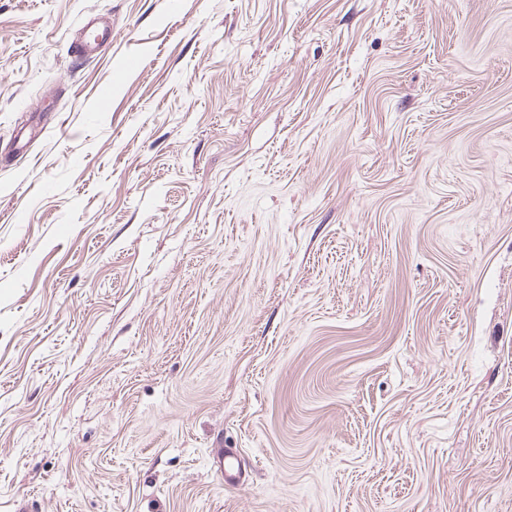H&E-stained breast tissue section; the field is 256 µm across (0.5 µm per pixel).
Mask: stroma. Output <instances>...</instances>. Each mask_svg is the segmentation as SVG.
<instances>
[{
    "label": "stroma",
    "instance_id": "1",
    "mask_svg": "<svg viewBox=\"0 0 512 512\" xmlns=\"http://www.w3.org/2000/svg\"><path fill=\"white\" fill-rule=\"evenodd\" d=\"M19 501L512 512V0H0ZM89 37H80L75 43V55L84 57L99 52L103 46L112 43V26L93 30ZM216 473L225 486H237L241 483L239 460L233 448L223 450V457H219V466Z\"/></svg>",
    "mask_w": 512,
    "mask_h": 512
}]
</instances>
